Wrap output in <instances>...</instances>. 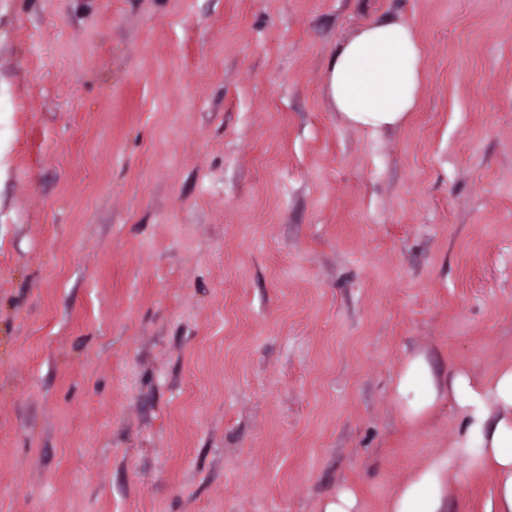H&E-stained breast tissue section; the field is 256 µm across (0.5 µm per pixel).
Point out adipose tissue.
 I'll return each instance as SVG.
<instances>
[{
  "instance_id": "1",
  "label": "adipose tissue",
  "mask_w": 512,
  "mask_h": 512,
  "mask_svg": "<svg viewBox=\"0 0 512 512\" xmlns=\"http://www.w3.org/2000/svg\"><path fill=\"white\" fill-rule=\"evenodd\" d=\"M423 80V47L414 26L384 17L362 26L339 48L326 77L337 112L359 128L401 125L416 107ZM403 419L416 423L441 403L462 419L460 433L396 488L388 512H447L448 475L492 470L496 485L485 512H512V362L480 377L464 368L442 376L427 353L403 362L393 391Z\"/></svg>"
}]
</instances>
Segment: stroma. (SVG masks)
I'll return each mask as SVG.
<instances>
[{
	"label": "stroma",
	"mask_w": 512,
	"mask_h": 512,
	"mask_svg": "<svg viewBox=\"0 0 512 512\" xmlns=\"http://www.w3.org/2000/svg\"><path fill=\"white\" fill-rule=\"evenodd\" d=\"M383 16L375 134L326 73ZM416 351L512 361V0H0V512H387L462 424ZM423 47L414 26L384 17L362 26L330 61L326 83L337 112L374 133L401 125L416 107ZM323 512H359L356 492L342 488L324 505Z\"/></svg>",
	"instance_id": "1"
}]
</instances>
